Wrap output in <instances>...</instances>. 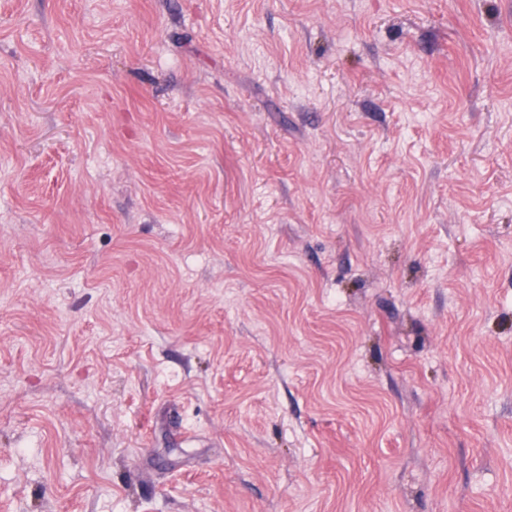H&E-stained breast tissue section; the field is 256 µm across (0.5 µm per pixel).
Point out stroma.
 <instances>
[{
    "label": "stroma",
    "mask_w": 512,
    "mask_h": 512,
    "mask_svg": "<svg viewBox=\"0 0 512 512\" xmlns=\"http://www.w3.org/2000/svg\"><path fill=\"white\" fill-rule=\"evenodd\" d=\"M0 512H512V0H0Z\"/></svg>",
    "instance_id": "35a3bbf8"
}]
</instances>
